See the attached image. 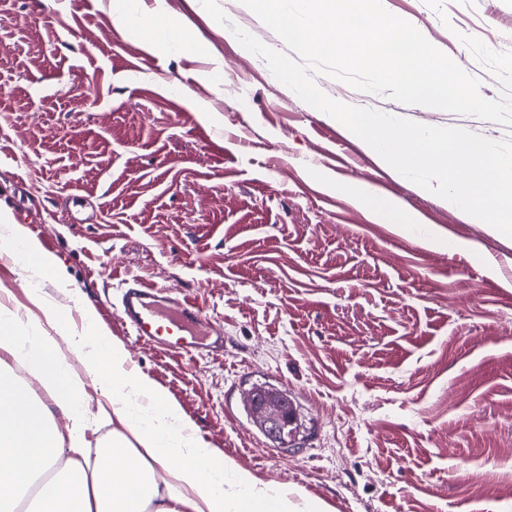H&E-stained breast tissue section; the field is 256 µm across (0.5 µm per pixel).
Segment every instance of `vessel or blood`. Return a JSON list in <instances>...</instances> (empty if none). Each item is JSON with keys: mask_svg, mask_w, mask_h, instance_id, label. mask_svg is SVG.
<instances>
[{"mask_svg": "<svg viewBox=\"0 0 512 512\" xmlns=\"http://www.w3.org/2000/svg\"><path fill=\"white\" fill-rule=\"evenodd\" d=\"M121 318L136 339L181 352H213L224 345L223 334L210 329L199 308L173 302L161 289L138 281L123 291Z\"/></svg>", "mask_w": 512, "mask_h": 512, "instance_id": "obj_1", "label": "vessel or blood"}]
</instances>
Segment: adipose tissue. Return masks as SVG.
Segmentation results:
<instances>
[{
    "mask_svg": "<svg viewBox=\"0 0 512 512\" xmlns=\"http://www.w3.org/2000/svg\"><path fill=\"white\" fill-rule=\"evenodd\" d=\"M142 3L113 0L112 8L147 45L175 40L187 55L204 53V44L164 10L147 11ZM84 319L77 329L63 308L45 305L22 318L0 303V351L24 357L67 419L58 427L40 397L0 373V512H12L33 486V512H288L286 492L260 488L248 472L227 471L223 455L196 435L163 389L129 368L124 346L109 341L92 312ZM41 325L51 335H30ZM57 333L68 352L58 349ZM91 389L100 396L96 420L112 428L93 449L85 439ZM159 466L168 480L156 479Z\"/></svg>",
    "mask_w": 512,
    "mask_h": 512,
    "instance_id": "ef3b65f1",
    "label": "adipose tissue"
}]
</instances>
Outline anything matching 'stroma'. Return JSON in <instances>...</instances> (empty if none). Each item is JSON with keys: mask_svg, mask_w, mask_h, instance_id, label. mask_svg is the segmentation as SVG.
Wrapping results in <instances>:
<instances>
[{"mask_svg": "<svg viewBox=\"0 0 512 512\" xmlns=\"http://www.w3.org/2000/svg\"><path fill=\"white\" fill-rule=\"evenodd\" d=\"M203 43L146 48L110 0H0V236L21 225L60 265L0 252V289L93 309L132 368L164 388L225 462L330 512H512V239L382 164L243 48L282 40L240 0H144ZM435 47L500 84L425 0H383ZM448 17L512 51V0H443ZM330 98L501 140L506 126L405 105ZM365 183L413 222L373 218L337 184ZM474 241L478 250L462 249ZM496 273H489V266ZM142 279L199 307L224 350L171 354L117 310ZM285 391L305 433L267 439L241 401Z\"/></svg>", "mask_w": 512, "mask_h": 512, "instance_id": "35a3bbf8", "label": "stroma"}]
</instances>
